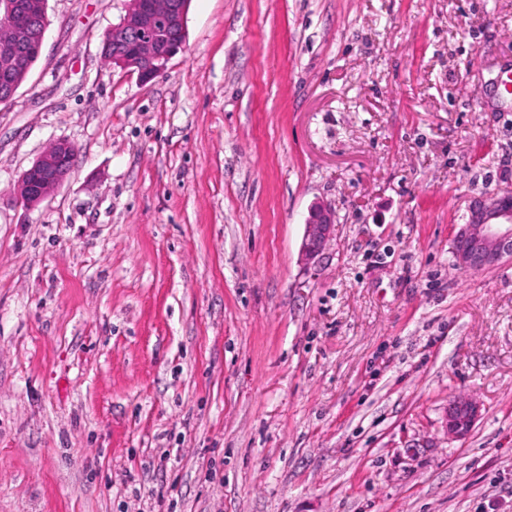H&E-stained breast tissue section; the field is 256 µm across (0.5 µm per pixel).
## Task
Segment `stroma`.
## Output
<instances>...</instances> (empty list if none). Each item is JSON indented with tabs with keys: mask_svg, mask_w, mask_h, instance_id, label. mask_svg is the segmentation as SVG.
Wrapping results in <instances>:
<instances>
[{
	"mask_svg": "<svg viewBox=\"0 0 512 512\" xmlns=\"http://www.w3.org/2000/svg\"><path fill=\"white\" fill-rule=\"evenodd\" d=\"M125 7L47 0L0 105V512H512V264L450 253L512 189V0H190L147 82ZM76 149L65 140L57 141L23 172L18 183L20 198L35 206L52 195L72 169ZM334 218V211L330 206L316 203L310 207L300 246V257L304 264L315 262L332 239ZM479 416V408L471 400L462 399L454 402L448 409V435L462 439L473 429Z\"/></svg>",
	"mask_w": 512,
	"mask_h": 512,
	"instance_id": "1",
	"label": "stroma"
}]
</instances>
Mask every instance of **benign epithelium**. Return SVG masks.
I'll return each instance as SVG.
<instances>
[{
    "label": "benign epithelium",
    "instance_id": "1",
    "mask_svg": "<svg viewBox=\"0 0 512 512\" xmlns=\"http://www.w3.org/2000/svg\"><path fill=\"white\" fill-rule=\"evenodd\" d=\"M189 0H129L125 13L112 28L117 35L138 36L133 50L112 58V63L131 69L150 81L167 62L182 51L186 42L185 22ZM44 0H8L0 20V47L26 45L30 54H41L46 29L34 31ZM31 66L14 52L0 54V71L26 78ZM76 149L61 140L42 153L23 172L18 194L35 206L52 195L72 169ZM335 215L331 207L316 203L309 209L300 246L301 260L313 263L332 239ZM454 265L468 272H485L512 263V190L480 194L472 198L451 242ZM479 416L476 403L462 399L448 409V435L462 439Z\"/></svg>",
    "mask_w": 512,
    "mask_h": 512
}]
</instances>
